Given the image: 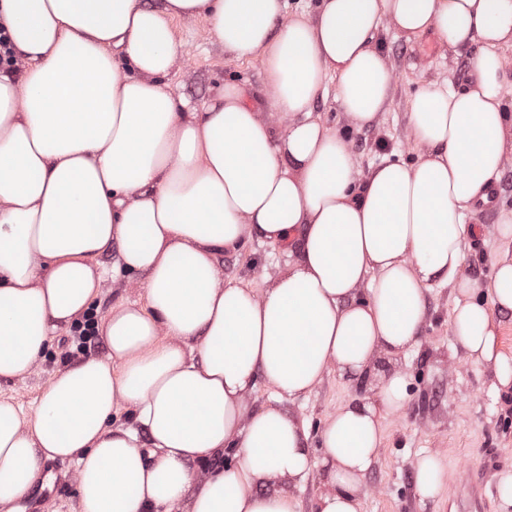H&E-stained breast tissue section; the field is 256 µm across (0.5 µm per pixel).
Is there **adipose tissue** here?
I'll list each match as a JSON object with an SVG mask.
<instances>
[{"label":"adipose tissue","mask_w":512,"mask_h":512,"mask_svg":"<svg viewBox=\"0 0 512 512\" xmlns=\"http://www.w3.org/2000/svg\"><path fill=\"white\" fill-rule=\"evenodd\" d=\"M177 18L259 61L261 98L234 81L198 105L177 95ZM0 25L16 59L0 66V380L29 376L107 280L146 294L113 304L97 325L107 355L60 369L31 416L0 400V512L53 459L75 461L81 512H299L321 467L312 512H362L405 375L328 415L318 461L279 403L417 347L436 283L454 295L456 343L512 392L494 318L512 312V211L488 283L462 273L466 218L495 205L512 163V0H319L311 14L285 0H0ZM388 28L475 49L473 80L419 91L417 160L364 178L312 104L335 78L349 130L372 125L392 91ZM255 237L297 255L262 287L224 280L219 254ZM260 381L277 402L254 410ZM122 409L132 422L111 425ZM228 450L233 464L212 467Z\"/></svg>","instance_id":"obj_1"}]
</instances>
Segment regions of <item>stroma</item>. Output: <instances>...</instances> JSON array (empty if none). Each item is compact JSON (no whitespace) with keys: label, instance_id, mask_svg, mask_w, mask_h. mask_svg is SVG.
Listing matches in <instances>:
<instances>
[{"label":"stroma","instance_id":"1","mask_svg":"<svg viewBox=\"0 0 512 512\" xmlns=\"http://www.w3.org/2000/svg\"><path fill=\"white\" fill-rule=\"evenodd\" d=\"M174 28L187 51L184 65L169 77L176 94L192 101L207 99L228 80L261 90L258 63L229 59L213 42L204 21L179 20ZM379 42L393 69L394 90L391 105L377 122L350 134L365 176L387 155L415 162L417 150L406 141L405 129L411 100L420 89L445 80L454 89L464 90L472 82L471 53L444 51L434 32H427L413 46L393 31L382 33ZM288 260L285 247L256 238L239 252L222 253L219 265L225 279L257 288L264 278L283 271ZM452 305L448 286L433 287L427 295L428 318L419 347L396 358L381 357L374 374L358 380L330 374L307 398L282 404L284 410L308 421L307 446L318 459L322 448L317 430L328 414L370 394L378 375L398 370L406 376L407 406L401 416L385 421L379 459L365 480L362 512H512L496 491L497 475L512 471V400L495 396L490 372L466 360L448 328ZM70 336L67 330L56 336L33 375L1 382L0 399H13L24 412H31L52 374L67 364ZM429 452L444 457L446 476L442 495L423 502L416 493L415 461ZM469 475L479 487L475 508L459 500V489Z\"/></svg>","mask_w":512,"mask_h":512}]
</instances>
